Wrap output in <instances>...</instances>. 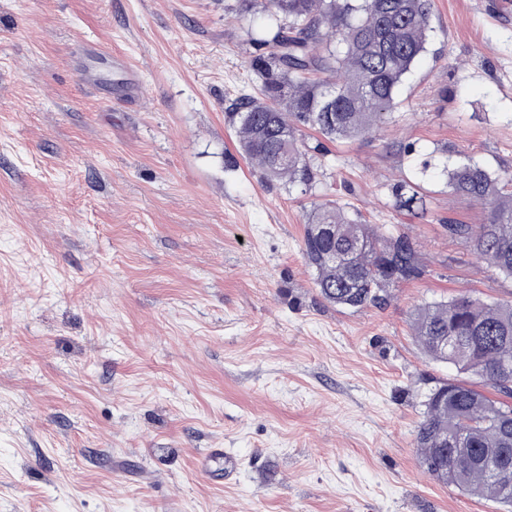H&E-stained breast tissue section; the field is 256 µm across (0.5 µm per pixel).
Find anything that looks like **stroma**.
I'll use <instances>...</instances> for the list:
<instances>
[{"label": "stroma", "instance_id": "stroma-1", "mask_svg": "<svg viewBox=\"0 0 512 512\" xmlns=\"http://www.w3.org/2000/svg\"><path fill=\"white\" fill-rule=\"evenodd\" d=\"M0 0V512H501L433 480L414 430L438 380L415 309L512 280L448 237V190L512 172V5L432 0L427 53L376 132L327 143L314 189L267 188L226 112L259 93L264 0ZM140 76L85 87L78 40ZM418 185L425 213L395 207ZM420 244L379 308L319 295L312 202ZM221 448L234 480L201 471Z\"/></svg>", "mask_w": 512, "mask_h": 512}]
</instances>
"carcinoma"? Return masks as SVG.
Wrapping results in <instances>:
<instances>
[{
  "label": "carcinoma",
  "mask_w": 512,
  "mask_h": 512,
  "mask_svg": "<svg viewBox=\"0 0 512 512\" xmlns=\"http://www.w3.org/2000/svg\"><path fill=\"white\" fill-rule=\"evenodd\" d=\"M268 25L251 35L258 96L230 105L243 156L270 185L312 189L316 169L301 128L324 139H351L376 129L395 108L394 91L426 50L431 0H264ZM448 187L489 209L484 224L444 225L496 272L512 278V174L469 162L448 172ZM407 211L425 202L410 185L392 189ZM320 296L350 309L380 307L389 289L422 274L405 233L364 224L334 201L316 203L303 238ZM414 336L431 359L451 363L512 397V304L468 294L426 303L414 313ZM415 431L420 463L436 481L490 498L512 512V405L462 383L429 389Z\"/></svg>",
  "instance_id": "1"
}]
</instances>
